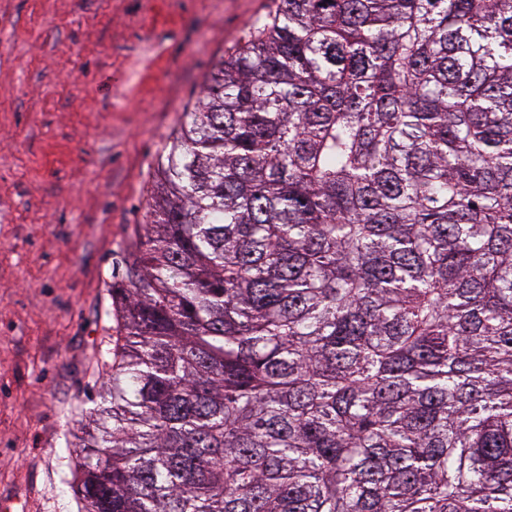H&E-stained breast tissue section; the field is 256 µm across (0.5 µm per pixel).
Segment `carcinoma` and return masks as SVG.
<instances>
[{"label": "carcinoma", "mask_w": 512, "mask_h": 512, "mask_svg": "<svg viewBox=\"0 0 512 512\" xmlns=\"http://www.w3.org/2000/svg\"><path fill=\"white\" fill-rule=\"evenodd\" d=\"M148 214L78 512H512V0H279Z\"/></svg>", "instance_id": "1"}]
</instances>
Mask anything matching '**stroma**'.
Returning a JSON list of instances; mask_svg holds the SVG:
<instances>
[{
  "label": "stroma",
  "mask_w": 512,
  "mask_h": 512,
  "mask_svg": "<svg viewBox=\"0 0 512 512\" xmlns=\"http://www.w3.org/2000/svg\"><path fill=\"white\" fill-rule=\"evenodd\" d=\"M278 0H0V504L76 512L62 475L107 377L112 283L157 155Z\"/></svg>",
  "instance_id": "35a3bbf8"
}]
</instances>
